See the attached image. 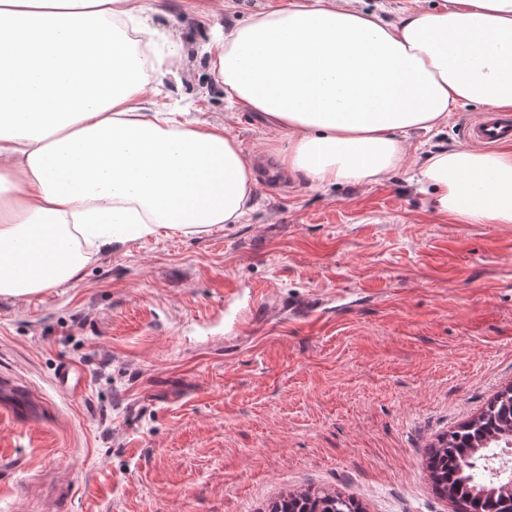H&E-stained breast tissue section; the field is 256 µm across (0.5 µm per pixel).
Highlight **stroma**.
<instances>
[{"label": "stroma", "mask_w": 512, "mask_h": 512, "mask_svg": "<svg viewBox=\"0 0 512 512\" xmlns=\"http://www.w3.org/2000/svg\"><path fill=\"white\" fill-rule=\"evenodd\" d=\"M262 2L157 0L152 28L191 42L146 95L267 156L252 210L0 296V375L38 411L0 417V512H264L309 488L362 512H454L426 450L512 385V224L437 213L406 167L330 186L280 173L275 134L198 50ZM479 114L459 107L414 142L457 147ZM62 362L77 395L55 384Z\"/></svg>", "instance_id": "obj_1"}]
</instances>
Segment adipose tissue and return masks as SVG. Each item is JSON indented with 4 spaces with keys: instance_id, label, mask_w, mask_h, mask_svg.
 <instances>
[{
    "instance_id": "ef3b65f1",
    "label": "adipose tissue",
    "mask_w": 512,
    "mask_h": 512,
    "mask_svg": "<svg viewBox=\"0 0 512 512\" xmlns=\"http://www.w3.org/2000/svg\"><path fill=\"white\" fill-rule=\"evenodd\" d=\"M153 0H0V295L74 280L80 244L234 224L257 185L223 125L151 109L178 68L176 38L150 68L121 26L142 32ZM228 98L283 135L280 167L322 186L378 182L409 160L412 134L474 105L512 112V0H444L397 22L351 0H267L204 45ZM434 210L512 224V151L426 155Z\"/></svg>"
}]
</instances>
